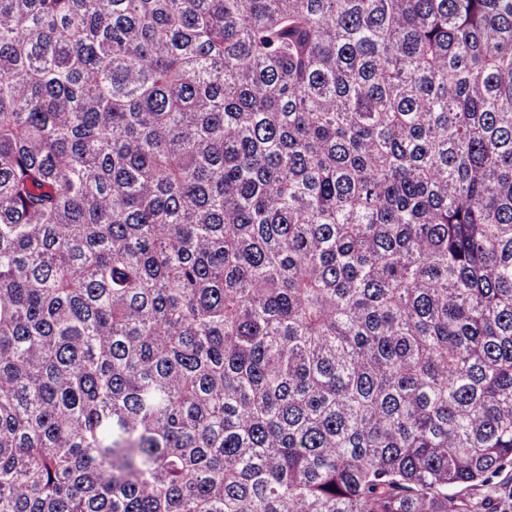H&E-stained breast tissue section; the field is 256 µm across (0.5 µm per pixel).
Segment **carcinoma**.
Segmentation results:
<instances>
[{
	"mask_svg": "<svg viewBox=\"0 0 512 512\" xmlns=\"http://www.w3.org/2000/svg\"><path fill=\"white\" fill-rule=\"evenodd\" d=\"M512 0H0V512H498Z\"/></svg>",
	"mask_w": 512,
	"mask_h": 512,
	"instance_id": "obj_1",
	"label": "carcinoma"
}]
</instances>
